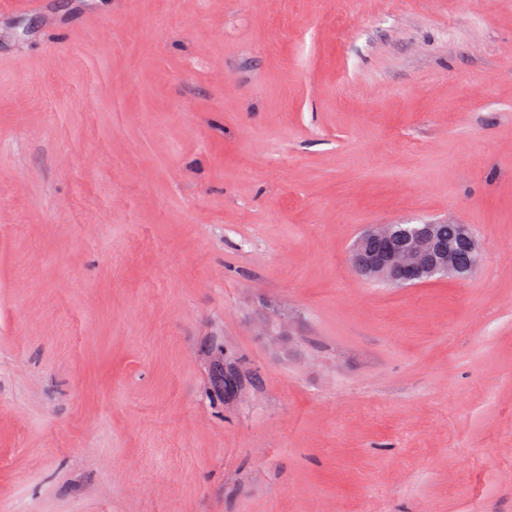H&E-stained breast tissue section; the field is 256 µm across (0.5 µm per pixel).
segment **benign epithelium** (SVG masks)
<instances>
[{"mask_svg": "<svg viewBox=\"0 0 512 512\" xmlns=\"http://www.w3.org/2000/svg\"><path fill=\"white\" fill-rule=\"evenodd\" d=\"M355 273L396 287H414L435 278H465L481 261L479 241L467 224L448 225V242L436 239L434 225L374 224L355 241Z\"/></svg>", "mask_w": 512, "mask_h": 512, "instance_id": "1", "label": "benign epithelium"}]
</instances>
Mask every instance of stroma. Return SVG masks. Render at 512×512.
I'll return each instance as SVG.
<instances>
[{
	"label": "stroma",
	"instance_id": "1",
	"mask_svg": "<svg viewBox=\"0 0 512 512\" xmlns=\"http://www.w3.org/2000/svg\"><path fill=\"white\" fill-rule=\"evenodd\" d=\"M0 512H512V0H0ZM450 224V225H448ZM374 224L355 241V273L396 287H414L435 278H465L481 261L479 241L467 224Z\"/></svg>",
	"mask_w": 512,
	"mask_h": 512
}]
</instances>
